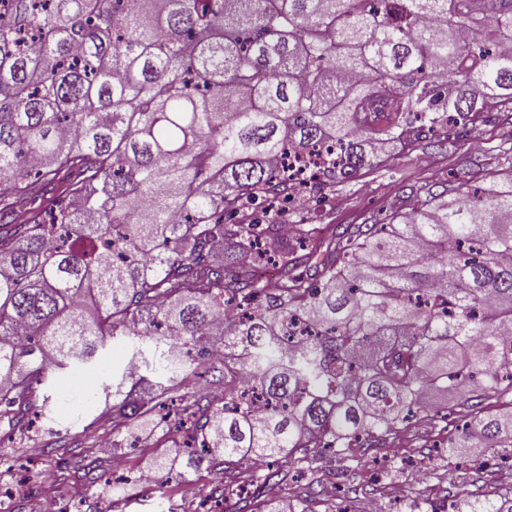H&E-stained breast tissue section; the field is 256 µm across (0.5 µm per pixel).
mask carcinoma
Listing matches in <instances>:
<instances>
[{
  "instance_id": "obj_1",
  "label": "carcinoma",
  "mask_w": 512,
  "mask_h": 512,
  "mask_svg": "<svg viewBox=\"0 0 512 512\" xmlns=\"http://www.w3.org/2000/svg\"><path fill=\"white\" fill-rule=\"evenodd\" d=\"M0 12V184L77 175L39 224L0 225V420L90 367L109 335L135 343L112 376V428L180 402L186 467L242 484L239 461L311 469L390 448L436 391L471 427L448 457L512 448V178L426 191L392 224L347 225L308 251L274 204L300 192L289 152L333 148L323 189L382 162L386 144L463 128L488 105L512 120V0H36ZM262 201L267 223L212 221ZM250 261H226L225 241ZM314 273H309V270ZM421 291L443 310L421 311ZM312 330L293 348L286 328ZM157 373L154 391L126 389ZM269 406L244 407L245 387ZM71 424L94 430L85 405ZM451 512H512V476ZM315 512L328 490L266 495Z\"/></svg>"
}]
</instances>
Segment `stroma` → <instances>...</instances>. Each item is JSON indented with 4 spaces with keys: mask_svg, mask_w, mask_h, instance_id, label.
Masks as SVG:
<instances>
[{
    "mask_svg": "<svg viewBox=\"0 0 512 512\" xmlns=\"http://www.w3.org/2000/svg\"><path fill=\"white\" fill-rule=\"evenodd\" d=\"M502 128L501 121L480 120L442 143L431 137H409L405 145L391 147L379 166L364 169L356 179L324 188L302 209H288L285 221L315 228L384 224L393 211L410 207L411 191L420 185L437 190L461 176L469 179L471 186L483 185L485 180L512 171V141L502 137ZM67 189L68 182L62 178L45 189L34 185L18 192V220H43ZM125 358L122 344L105 341L84 379L59 384L49 404L50 419L38 422L27 435L0 421V454L7 458L0 464V484L15 478L11 468L15 461L30 478L23 496L11 499L9 512H44L37 484L51 472L61 478L56 485L59 512H200L206 495L217 485L215 473L205 466L183 472V440L168 430L160 415L146 423H134L132 432L119 433L113 431L111 419L104 417L105 402L100 399L92 410L103 418L100 430L84 433L69 423L70 410L85 398L87 388L122 370ZM447 402L446 394L432 395L427 407L434 413V421L419 424L405 444L391 450L397 474L393 481L379 483L373 496L397 507L398 512H428L430 505H444L446 470H454L458 487L469 486L467 465L449 458L445 449L449 433L461 428L443 415ZM105 438L119 448L126 462L123 470L113 471L111 462H100L99 443ZM50 446L55 449L51 456L46 453ZM87 465L99 467L102 478L122 487L121 497H113L108 490L88 491L85 480L74 476L78 467ZM152 468L157 471L155 483L140 485L137 472Z\"/></svg>",
    "mask_w": 512,
    "mask_h": 512,
    "instance_id": "obj_1",
    "label": "stroma"
}]
</instances>
